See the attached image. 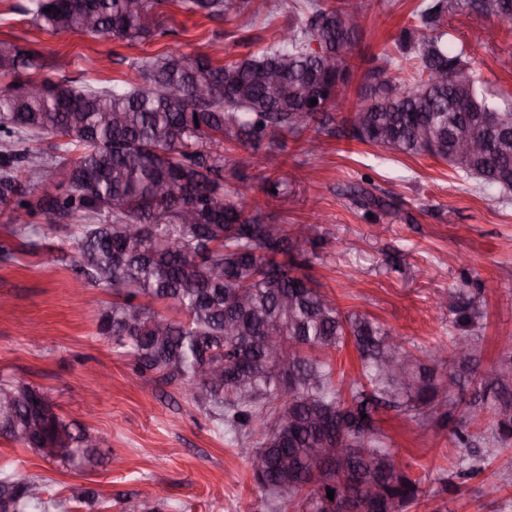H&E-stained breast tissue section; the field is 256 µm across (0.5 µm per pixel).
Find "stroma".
I'll return each mask as SVG.
<instances>
[{
    "instance_id": "stroma-1",
    "label": "stroma",
    "mask_w": 512,
    "mask_h": 512,
    "mask_svg": "<svg viewBox=\"0 0 512 512\" xmlns=\"http://www.w3.org/2000/svg\"><path fill=\"white\" fill-rule=\"evenodd\" d=\"M0 0V39L37 52L41 77L139 82L133 62L171 50L204 53L215 63L269 46L280 27L295 21L293 0H270L257 19L231 14L214 21L183 11L177 0L160 8L163 34L128 42L80 32L34 27L17 6ZM449 41L465 46L486 96L512 104V23L479 12L470 0H445ZM419 0H362L358 41L345 116L369 69L397 55L405 29L415 25ZM317 154L305 137L261 144L225 141L210 149L224 161V188L252 197L264 220L285 225L297 241L293 260L323 294L345 312L386 325L407 346L449 343L454 329L448 292L467 288L485 310L483 366L494 365L499 337L512 335V191L482 190L476 178L428 156L407 157L344 136H322ZM384 200L363 205L361 195ZM313 224L311 240L299 227ZM36 250L24 247L0 212V380L42 389L56 413L99 440L103 463L76 471L0 438V476L36 484L50 512H87L75 500L97 491L96 512H139L142 502L159 512H293L270 508L250 469V437L229 435L187 398L180 386L140 379L131 361L98 329L113 300L111 289L88 282L75 249L60 253L48 215L28 228ZM386 444L427 493L409 512H512V440L472 478H449L461 448L449 430L419 424L402 411L381 408ZM495 495H486L488 485Z\"/></svg>"
}]
</instances>
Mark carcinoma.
<instances>
[{
    "mask_svg": "<svg viewBox=\"0 0 512 512\" xmlns=\"http://www.w3.org/2000/svg\"><path fill=\"white\" fill-rule=\"evenodd\" d=\"M166 2L28 0L22 10L37 28L135 42L161 31L157 8ZM252 3L180 0L186 12L209 19ZM477 7L512 21V0H478ZM444 8V0L419 6L421 28L405 30L414 70L386 58L371 74V94H359L341 123L363 144L430 155L488 189L512 190V134L493 136L483 121L495 110L512 130V110L495 109L472 76L464 85L446 79L469 65L465 51L448 48L438 31ZM303 9V25L290 23L264 50L221 65L204 54L166 53L135 63L140 84L0 82V210L19 234L37 211L66 220L57 228L61 241L75 244L90 281L112 288L101 333L140 374L182 386L229 431L259 436L252 456L261 463L251 471L268 499L286 498L299 512H406L423 490L381 438L378 408H401L419 422L455 421L452 435L467 446V427L479 419L463 421L462 412L478 407L493 416L494 441L507 442L512 338L498 358L500 376L488 382L475 339L485 313L460 288L448 293L459 330L451 349L416 356L390 329L342 312L279 260L289 250L285 228L275 226L272 237L258 204L242 194L231 199L219 169L194 149L334 132L332 108L322 104L348 85L336 84V76H351L348 52L362 7L305 0ZM313 42L321 53L310 51ZM42 67L36 52L0 40V79ZM48 138L56 139L52 153L36 147ZM450 139L488 145L458 164L443 153ZM58 170L66 179L56 185ZM132 225L140 232L129 233ZM155 303L177 308L183 320ZM462 340L470 349L459 355ZM350 341L361 371L345 400L328 357ZM394 352L405 361L408 386L386 369ZM446 380L458 389L453 397ZM8 392L14 398L0 399L1 436L73 469L99 461L93 436L54 412L43 390L1 382L0 395ZM483 464L461 456L456 473L474 477ZM38 500V486L0 478V512H28Z\"/></svg>",
    "mask_w": 512,
    "mask_h": 512,
    "instance_id": "1",
    "label": "carcinoma"
}]
</instances>
